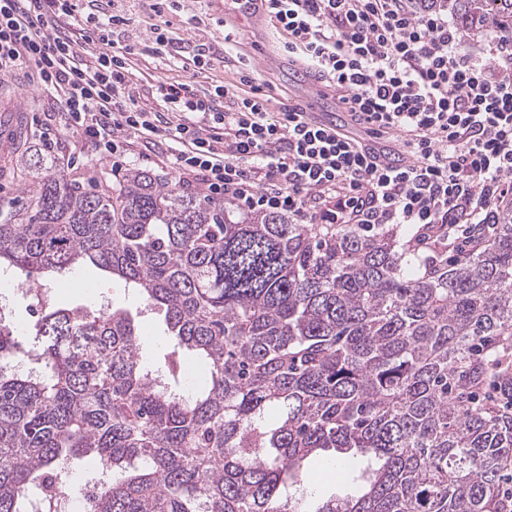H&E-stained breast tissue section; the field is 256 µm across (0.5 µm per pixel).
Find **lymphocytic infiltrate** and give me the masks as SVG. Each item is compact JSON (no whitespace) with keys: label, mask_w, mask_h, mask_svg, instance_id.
Wrapping results in <instances>:
<instances>
[{"label":"lymphocytic infiltrate","mask_w":512,"mask_h":512,"mask_svg":"<svg viewBox=\"0 0 512 512\" xmlns=\"http://www.w3.org/2000/svg\"><path fill=\"white\" fill-rule=\"evenodd\" d=\"M353 122L401 133L412 160L317 125L302 105L271 113L247 70L200 98L161 93L140 108L127 90L131 48L112 16L76 36L73 0H0V75L23 64L62 107L65 130L120 172L132 140L173 142L169 166L200 178L206 199L295 224H402L418 247L482 244L512 198V33L465 50L447 0H260Z\"/></svg>","instance_id":"lymphocytic-infiltrate-1"}]
</instances>
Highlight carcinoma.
Segmentation results:
<instances>
[{
	"mask_svg": "<svg viewBox=\"0 0 512 512\" xmlns=\"http://www.w3.org/2000/svg\"><path fill=\"white\" fill-rule=\"evenodd\" d=\"M448 13L512 32V0ZM19 163L32 196L0 202V273L47 289L92 266L141 306L46 301L21 336L0 303V512H59L52 477L87 453L112 474L89 512H506L512 204L450 262L400 224L236 220L160 172L86 188L54 157ZM322 457L356 465L310 500ZM158 319L149 316L142 324V334L151 336L150 341H146L143 347V358L147 362H153L161 355L162 340L158 336L156 327H158ZM307 487L314 490L318 496H329L338 492L335 480L327 479L323 474V468L318 463L314 464L307 480Z\"/></svg>",
	"mask_w": 512,
	"mask_h": 512,
	"instance_id": "obj_1",
	"label": "carcinoma"
}]
</instances>
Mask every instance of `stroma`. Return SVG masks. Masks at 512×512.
<instances>
[{
  "mask_svg": "<svg viewBox=\"0 0 512 512\" xmlns=\"http://www.w3.org/2000/svg\"><path fill=\"white\" fill-rule=\"evenodd\" d=\"M119 15L125 23L116 27V46H130L129 85L138 106L154 112L168 111L160 87L185 83L193 93L204 96L214 87L234 82L239 68L251 72L256 85L270 97L271 112L281 104L298 102L308 111L329 114L337 125L350 126L346 112L338 106L336 93L325 85H311L304 67L289 54L286 35L265 15L252 16L233 0H172L164 11H157L156 0H79L76 20L87 16ZM235 32L232 42H225V32ZM209 55L207 67H194L198 50ZM0 96L14 100L20 111L33 117L25 136L16 143L15 154L39 143V127L57 129L60 108L51 95L36 83L32 70L20 69L0 78ZM355 137L401 159L403 146L399 137L376 136L360 127L350 126ZM67 287L56 289L52 300L59 304L84 301L80 283H93L97 291L93 303L115 302L136 307L134 293L114 285L110 278L89 269L68 274Z\"/></svg>",
  "mask_w": 512,
  "mask_h": 512,
  "instance_id": "35a3bbf8",
  "label": "stroma"
}]
</instances>
